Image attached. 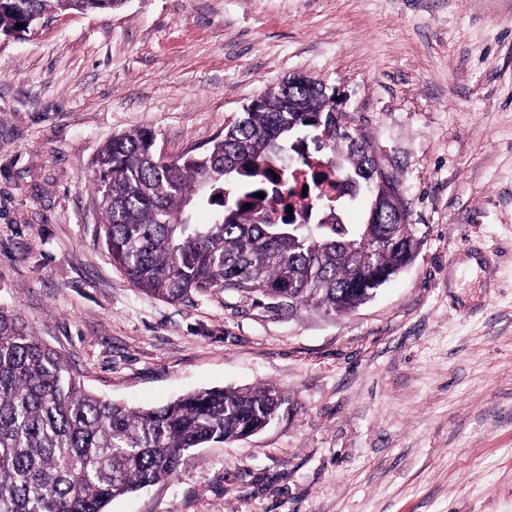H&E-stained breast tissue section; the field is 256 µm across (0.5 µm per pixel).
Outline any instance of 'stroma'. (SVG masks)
I'll list each match as a JSON object with an SVG mask.
<instances>
[{"instance_id": "stroma-1", "label": "stroma", "mask_w": 512, "mask_h": 512, "mask_svg": "<svg viewBox=\"0 0 512 512\" xmlns=\"http://www.w3.org/2000/svg\"><path fill=\"white\" fill-rule=\"evenodd\" d=\"M292 76L398 177L415 261L341 315L135 288L100 234L102 145L201 152ZM1 306L131 407L286 393L108 512H512V0H126L0 36Z\"/></svg>"}]
</instances>
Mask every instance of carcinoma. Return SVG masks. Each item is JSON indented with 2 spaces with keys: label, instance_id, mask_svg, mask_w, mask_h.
<instances>
[{
  "label": "carcinoma",
  "instance_id": "carcinoma-1",
  "mask_svg": "<svg viewBox=\"0 0 512 512\" xmlns=\"http://www.w3.org/2000/svg\"><path fill=\"white\" fill-rule=\"evenodd\" d=\"M126 0H0V35L26 15L118 10ZM155 136H112L99 151L94 200L113 262L139 290L165 301L193 292L257 294L290 310L342 314L364 304L375 272L392 275L420 246L409 220L368 190L378 164L370 144L345 126L319 80L290 77L224 129L198 155L166 164ZM323 157L361 185L378 221H322L342 200L318 172L305 187L307 225L255 211L268 184L288 190L285 150ZM209 222L192 220L195 209ZM287 401L262 386L200 389L158 408L131 409L82 388L64 357L16 314L0 308V512H107L113 499L172 477L182 456L263 430Z\"/></svg>",
  "mask_w": 512,
  "mask_h": 512
}]
</instances>
